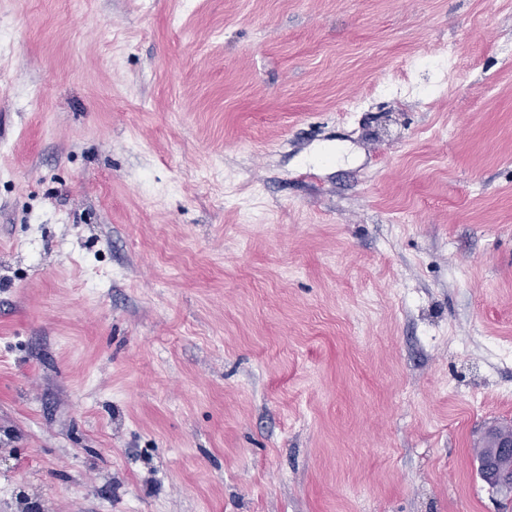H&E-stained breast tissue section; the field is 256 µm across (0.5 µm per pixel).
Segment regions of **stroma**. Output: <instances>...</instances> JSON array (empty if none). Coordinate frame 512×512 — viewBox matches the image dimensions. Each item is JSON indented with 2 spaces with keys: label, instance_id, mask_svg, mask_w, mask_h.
Segmentation results:
<instances>
[{
  "label": "stroma",
  "instance_id": "obj_1",
  "mask_svg": "<svg viewBox=\"0 0 512 512\" xmlns=\"http://www.w3.org/2000/svg\"><path fill=\"white\" fill-rule=\"evenodd\" d=\"M504 44L512 0H0V512H512ZM498 432L501 434L509 435L499 436L497 428L489 429L484 438L485 448L490 452V456L494 461L500 464V468L489 472L487 477L484 479L492 487H504L507 486L512 489V465H510L512 457V430L507 428H498ZM485 448H477L476 452L479 460L480 475L483 478L482 466H480L487 457ZM509 461V463H508ZM502 462V465H501Z\"/></svg>",
  "mask_w": 512,
  "mask_h": 512
}]
</instances>
